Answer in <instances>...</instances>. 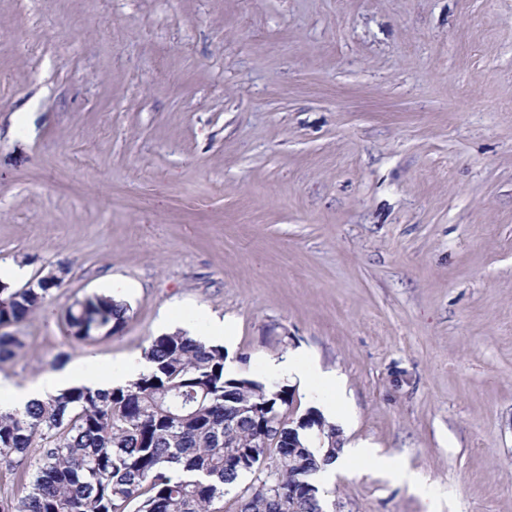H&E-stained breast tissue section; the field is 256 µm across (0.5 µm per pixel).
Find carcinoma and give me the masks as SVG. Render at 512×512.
Wrapping results in <instances>:
<instances>
[{"label":"carcinoma","instance_id":"obj_1","mask_svg":"<svg viewBox=\"0 0 512 512\" xmlns=\"http://www.w3.org/2000/svg\"><path fill=\"white\" fill-rule=\"evenodd\" d=\"M57 287L43 277L28 288L0 282V328L26 320ZM129 311L93 294L65 319L81 343L119 332ZM22 348L20 337L0 333V360ZM143 356L149 367L125 386L73 387L22 411L0 409V466L27 488L16 501L0 499V512H224L217 503L245 473L256 478L236 493L234 512H324L315 475L336 458L326 453L336 426L321 412L309 410L314 426L297 429L311 457L303 466L265 442L253 416H288V386L228 374L223 346L181 330L152 338ZM301 480L312 497H289Z\"/></svg>","mask_w":512,"mask_h":512}]
</instances>
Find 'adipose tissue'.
Masks as SVG:
<instances>
[{"instance_id":"adipose-tissue-1","label":"adipose tissue","mask_w":512,"mask_h":512,"mask_svg":"<svg viewBox=\"0 0 512 512\" xmlns=\"http://www.w3.org/2000/svg\"><path fill=\"white\" fill-rule=\"evenodd\" d=\"M144 366L135 358H126L113 363L109 371H102L96 366L82 363L74 364L58 371L47 373L36 384L18 387L9 382L0 383V406L5 408H26L27 405L40 402L48 396L57 394L71 386L90 388H110L127 385L134 381ZM357 463H369L387 477L416 487L418 479L413 472L398 468L392 463L379 458L368 443H349L342 447L329 464L321 471L323 477L329 478L334 474L348 470Z\"/></svg>"}]
</instances>
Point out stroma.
Segmentation results:
<instances>
[{
	"label": "stroma",
	"instance_id": "1",
	"mask_svg": "<svg viewBox=\"0 0 512 512\" xmlns=\"http://www.w3.org/2000/svg\"><path fill=\"white\" fill-rule=\"evenodd\" d=\"M61 279L0 381L230 321L227 365L294 352L344 393L325 512H512V0H0V266ZM126 288L72 343L64 310ZM120 301L119 293L114 294L113 290L112 296L93 294L75 301L65 311L71 338L81 343L109 338L119 332L130 311L129 306Z\"/></svg>",
	"mask_w": 512,
	"mask_h": 512
}]
</instances>
